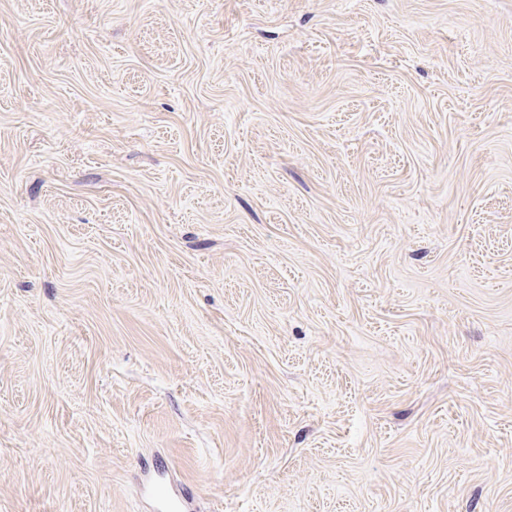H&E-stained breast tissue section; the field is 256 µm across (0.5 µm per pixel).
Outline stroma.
I'll return each mask as SVG.
<instances>
[{"instance_id":"35a3bbf8","label":"stroma","mask_w":512,"mask_h":512,"mask_svg":"<svg viewBox=\"0 0 512 512\" xmlns=\"http://www.w3.org/2000/svg\"><path fill=\"white\" fill-rule=\"evenodd\" d=\"M512 512V0H0V512Z\"/></svg>"}]
</instances>
